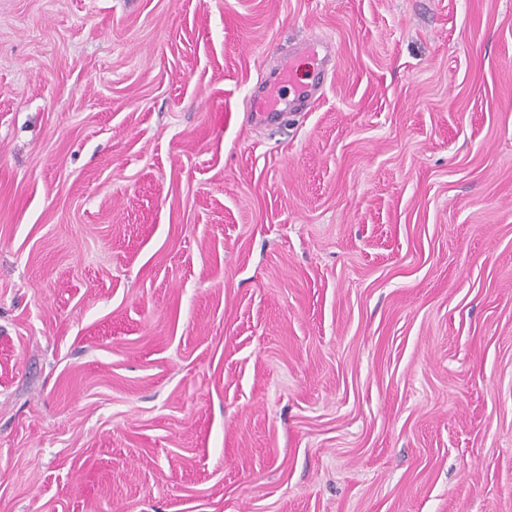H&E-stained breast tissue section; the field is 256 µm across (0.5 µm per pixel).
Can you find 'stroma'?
<instances>
[{"mask_svg":"<svg viewBox=\"0 0 512 512\" xmlns=\"http://www.w3.org/2000/svg\"><path fill=\"white\" fill-rule=\"evenodd\" d=\"M0 512H512V0H0ZM321 79H324V74L319 71L309 79L311 82L300 81L294 61L289 59L288 62L283 63L277 70L264 93L253 98L251 104L252 112H278L282 105L288 107V110L300 106L311 108L318 98L316 97L318 88L313 83H318ZM283 84H288L295 92L294 96L285 102L276 93V89ZM273 91L274 95L272 96Z\"/></svg>","mask_w":512,"mask_h":512,"instance_id":"obj_1","label":"stroma"}]
</instances>
